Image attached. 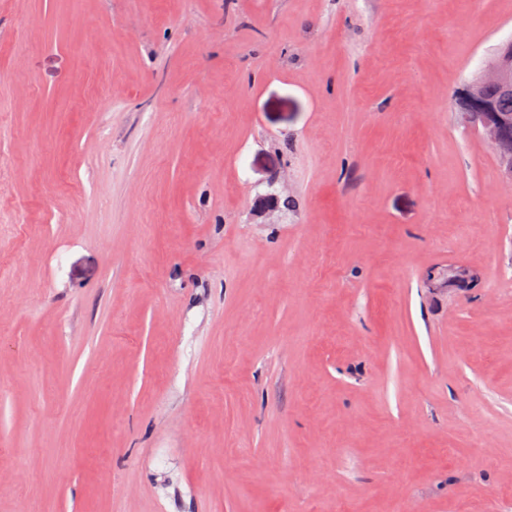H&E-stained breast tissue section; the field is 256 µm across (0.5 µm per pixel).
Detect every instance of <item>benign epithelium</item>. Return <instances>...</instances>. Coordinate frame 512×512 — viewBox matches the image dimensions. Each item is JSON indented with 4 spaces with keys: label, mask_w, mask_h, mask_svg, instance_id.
<instances>
[{
    "label": "benign epithelium",
    "mask_w": 512,
    "mask_h": 512,
    "mask_svg": "<svg viewBox=\"0 0 512 512\" xmlns=\"http://www.w3.org/2000/svg\"><path fill=\"white\" fill-rule=\"evenodd\" d=\"M488 85L504 95H512V39L498 46L480 75L462 90L461 112L464 122L493 147L502 178L511 186L512 134L505 128L512 125V117L497 111L493 99L484 93Z\"/></svg>",
    "instance_id": "1"
}]
</instances>
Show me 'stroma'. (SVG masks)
Listing matches in <instances>:
<instances>
[{"mask_svg":"<svg viewBox=\"0 0 512 512\" xmlns=\"http://www.w3.org/2000/svg\"><path fill=\"white\" fill-rule=\"evenodd\" d=\"M511 38L0 0V512H512V187L451 108Z\"/></svg>","mask_w":512,"mask_h":512,"instance_id":"1","label":"stroma"}]
</instances>
